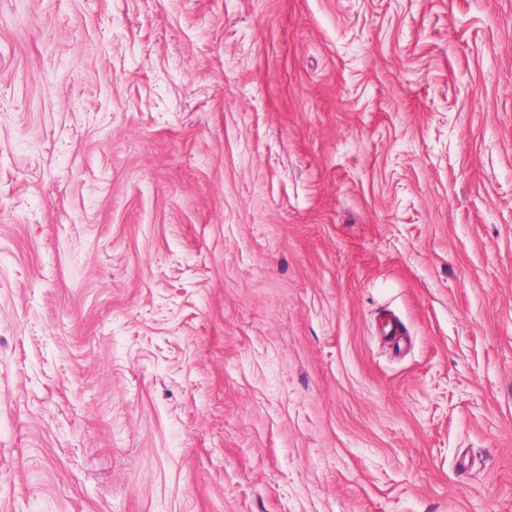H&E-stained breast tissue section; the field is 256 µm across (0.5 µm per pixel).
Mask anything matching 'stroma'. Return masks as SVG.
<instances>
[{
	"label": "stroma",
	"mask_w": 512,
	"mask_h": 512,
	"mask_svg": "<svg viewBox=\"0 0 512 512\" xmlns=\"http://www.w3.org/2000/svg\"><path fill=\"white\" fill-rule=\"evenodd\" d=\"M0 512H512V0H0Z\"/></svg>",
	"instance_id": "stroma-1"
}]
</instances>
